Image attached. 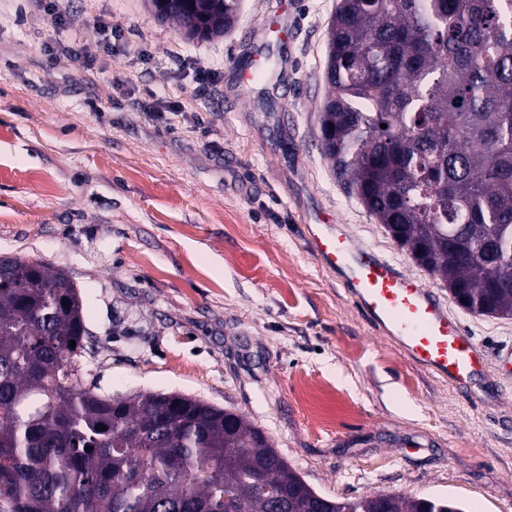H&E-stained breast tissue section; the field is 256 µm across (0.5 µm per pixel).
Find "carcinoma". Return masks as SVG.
<instances>
[{
    "mask_svg": "<svg viewBox=\"0 0 512 512\" xmlns=\"http://www.w3.org/2000/svg\"><path fill=\"white\" fill-rule=\"evenodd\" d=\"M149 2L196 40L239 13ZM325 85L320 146L342 188L464 309L512 318V0H339ZM86 336L66 272L0 256V512H276L281 495L288 512H464L440 496L322 507L243 416L83 386Z\"/></svg>",
    "mask_w": 512,
    "mask_h": 512,
    "instance_id": "obj_1",
    "label": "carcinoma"
}]
</instances>
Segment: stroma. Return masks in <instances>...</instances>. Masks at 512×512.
<instances>
[{"mask_svg": "<svg viewBox=\"0 0 512 512\" xmlns=\"http://www.w3.org/2000/svg\"><path fill=\"white\" fill-rule=\"evenodd\" d=\"M337 2L243 0L230 32L196 42L146 0H76L123 34L89 74L45 54L62 32L30 0H0V256L80 288L79 373L100 393L236 412L330 497L512 512V318L459 307L319 150ZM152 90L185 111L135 108ZM322 214L434 291L486 349L494 397L457 393L373 329L306 245Z\"/></svg>", "mask_w": 512, "mask_h": 512, "instance_id": "35a3bbf8", "label": "stroma"}]
</instances>
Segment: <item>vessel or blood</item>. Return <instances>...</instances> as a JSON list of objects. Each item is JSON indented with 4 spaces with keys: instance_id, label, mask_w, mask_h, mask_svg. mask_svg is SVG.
Masks as SVG:
<instances>
[{
    "instance_id": "vessel-or-blood-1",
    "label": "vessel or blood",
    "mask_w": 512,
    "mask_h": 512,
    "mask_svg": "<svg viewBox=\"0 0 512 512\" xmlns=\"http://www.w3.org/2000/svg\"><path fill=\"white\" fill-rule=\"evenodd\" d=\"M306 241L319 262L336 271L356 308L413 363L475 395L485 375L483 353L430 288L361 243L347 225H308Z\"/></svg>"
}]
</instances>
